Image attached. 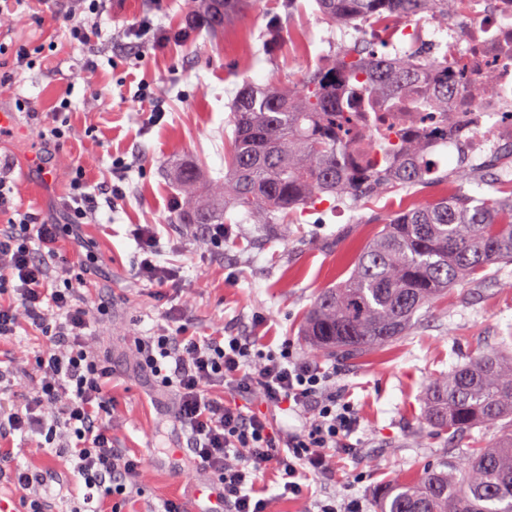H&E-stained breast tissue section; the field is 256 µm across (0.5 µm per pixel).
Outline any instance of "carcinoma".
<instances>
[{
	"mask_svg": "<svg viewBox=\"0 0 512 512\" xmlns=\"http://www.w3.org/2000/svg\"><path fill=\"white\" fill-rule=\"evenodd\" d=\"M210 29L222 26L240 0H215ZM465 0H317L321 12L358 30L390 17L429 14L444 26L461 15ZM448 55L417 49L377 57L362 41L343 50L337 63L309 72L297 86L242 87L232 105L233 140L224 172V208L197 207L180 214L183 224H222L224 211L244 214L263 229L293 223L297 208L328 195L357 203L396 188L428 183L435 169L426 161L427 143L384 137L374 163L355 179L346 167L344 131L352 115L336 94L332 72L340 68L362 86L370 111L405 89L437 84L434 110L450 112L456 88L448 85ZM442 178L455 193L402 209L357 255L350 276L318 294L305 321V335L322 354L361 358L392 345L420 321L418 312L448 289L492 268L512 264V187L499 198L466 190L483 179L461 165ZM428 423L463 433L498 423L502 433L474 452L462 469L443 463L416 481L400 482L382 494L381 512H512V357L484 353L434 381L424 394Z\"/></svg>",
	"mask_w": 512,
	"mask_h": 512,
	"instance_id": "carcinoma-1",
	"label": "carcinoma"
}]
</instances>
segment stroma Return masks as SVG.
Masks as SVG:
<instances>
[{
    "mask_svg": "<svg viewBox=\"0 0 512 512\" xmlns=\"http://www.w3.org/2000/svg\"><path fill=\"white\" fill-rule=\"evenodd\" d=\"M50 9L46 0H20L15 21L0 25V45L38 50L32 66L0 85V110L15 111L18 101L27 100L49 120L68 102L61 110L71 135L52 146L48 172L39 174L36 159L43 150L28 142L30 120L22 115L0 129V157L14 166L15 209L57 223L64 220L61 200L76 167L84 168L87 190L94 193L119 172L115 161L125 163L119 172L127 187L124 202L100 206L82 225L80 240L63 235L57 244L60 260L74 267L93 250L102 270L93 285L112 290V309L96 320L92 341L110 353L114 366V445L145 460L136 489L96 497L95 512H159L168 500L200 512L207 504L181 477L186 457L172 451L186 442L169 417L173 393L153 392L136 369L133 339L160 324L168 305L178 310L188 333L225 328L277 345L289 342L301 358L318 357L356 409L354 453L338 456L331 475L310 481L303 496L282 497L273 472L263 473L269 512H317L330 497L357 501L362 512H380V494L389 485L419 478L446 457L464 466L472 449L497 438L498 426L486 424L449 441L426 421L423 394L435 378L494 350L499 336L512 331V264L490 280L449 289L423 308L421 323L409 335L354 363L318 355L303 334L305 319L317 295L349 276L360 250L400 210L403 191L367 203L307 208L284 236L244 223L242 213L231 210L224 215L220 252L205 244L198 225L179 221L187 200L223 193L231 104L240 88L299 83L310 66L352 44L353 28L323 19L315 0H248L219 34L200 30L192 40L155 50L137 44L133 25L147 18L166 31L188 27L185 0H104L96 42L88 47L54 23ZM272 31L278 42L263 50ZM91 54L97 71L89 81H71L73 69ZM141 83L150 85L152 99L131 101L130 91ZM158 102L165 115L156 122ZM190 164L199 166L200 177L186 187L175 174ZM137 224L155 225L156 262L176 274L168 302H159L157 286L138 276L143 254L131 233ZM40 343L34 331L18 328L16 335L0 338V365L33 383ZM0 449L45 475L38 491L53 512H71L82 503L84 484L66 456L48 455L35 439H16Z\"/></svg>",
    "mask_w": 512,
    "mask_h": 512,
    "instance_id": "1",
    "label": "stroma"
}]
</instances>
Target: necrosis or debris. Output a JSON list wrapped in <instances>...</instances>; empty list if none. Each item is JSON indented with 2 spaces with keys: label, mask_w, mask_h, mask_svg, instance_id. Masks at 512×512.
Segmentation results:
<instances>
[{
  "label": "necrosis or debris",
  "mask_w": 512,
  "mask_h": 512,
  "mask_svg": "<svg viewBox=\"0 0 512 512\" xmlns=\"http://www.w3.org/2000/svg\"><path fill=\"white\" fill-rule=\"evenodd\" d=\"M448 35L461 49L473 75L468 84L459 87L451 116L431 109L409 111L415 97L410 90L394 98L389 111H364L357 85L344 73H337L336 90L348 98L352 112L348 132L356 142L348 157L352 169L364 167L371 153L370 133L375 129L425 137L427 157L436 165L447 152L481 166L489 160V145L512 149V0H478L466 23L449 29ZM485 81L502 88L503 96L483 95L480 85Z\"/></svg>",
  "instance_id": "obj_1"
}]
</instances>
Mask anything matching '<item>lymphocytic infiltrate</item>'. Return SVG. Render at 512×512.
Masks as SVG:
<instances>
[{
    "instance_id": "lymphocytic-infiltrate-1",
    "label": "lymphocytic infiltrate",
    "mask_w": 512,
    "mask_h": 512,
    "mask_svg": "<svg viewBox=\"0 0 512 512\" xmlns=\"http://www.w3.org/2000/svg\"><path fill=\"white\" fill-rule=\"evenodd\" d=\"M52 2L70 37L90 43L95 31L89 18L99 13L102 0ZM10 174V162H0V214L8 216ZM82 186L78 178L71 184L63 204L66 223L24 213L0 225V338L15 335L23 322L43 338L36 384L23 405L9 407L0 400V437L40 436L52 454L70 457L89 505L102 493L125 494L144 461L114 447L106 427L112 361L93 347L89 331L109 310L112 296L88 299L97 259L87 254L84 265L74 269L55 251L62 233L79 235L100 204L116 206L126 188L119 180L95 196ZM165 319L154 335L135 339L138 369L154 386L175 391L174 419L191 453L183 477L193 482L207 476L218 512H267L260 473L275 470L283 496L299 497L305 479L329 475L336 454L350 452L358 419L320 362L297 358L286 343L267 347L220 329L189 335L170 309ZM269 408L304 415L306 425L298 432L277 431L265 415ZM2 481L22 493L26 512H49L34 491L42 475L0 454Z\"/></svg>"
}]
</instances>
